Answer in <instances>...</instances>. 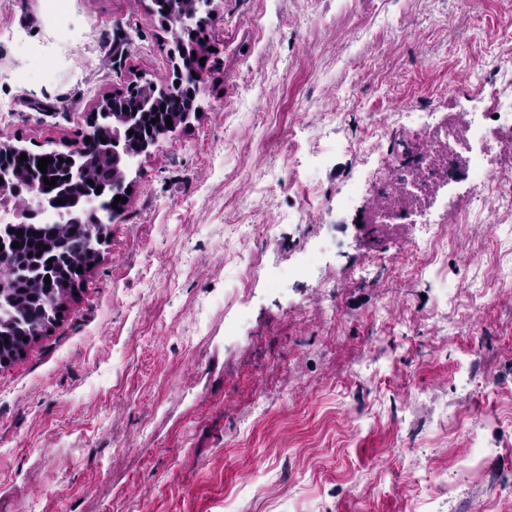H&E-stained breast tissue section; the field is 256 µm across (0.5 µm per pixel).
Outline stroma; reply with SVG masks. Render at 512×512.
Segmentation results:
<instances>
[{
	"label": "stroma",
	"mask_w": 512,
	"mask_h": 512,
	"mask_svg": "<svg viewBox=\"0 0 512 512\" xmlns=\"http://www.w3.org/2000/svg\"><path fill=\"white\" fill-rule=\"evenodd\" d=\"M54 5L0 0V143L33 154L174 80L189 40L152 0ZM196 40L194 113L0 364V512H512V210L446 225L441 282L414 225L336 212L377 122L512 60V0H213Z\"/></svg>",
	"instance_id": "35a3bbf8"
}]
</instances>
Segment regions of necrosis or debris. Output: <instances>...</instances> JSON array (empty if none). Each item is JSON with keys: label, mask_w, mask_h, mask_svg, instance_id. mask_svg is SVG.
Segmentation results:
<instances>
[{"label": "necrosis or debris", "mask_w": 512, "mask_h": 512, "mask_svg": "<svg viewBox=\"0 0 512 512\" xmlns=\"http://www.w3.org/2000/svg\"><path fill=\"white\" fill-rule=\"evenodd\" d=\"M481 111L448 113L436 123L418 118L403 127L395 148L380 151L376 140L359 143L375 157L368 179L376 189L367 215L372 224H414L415 251L438 259L448 249L442 223H493L489 202L512 208V75L484 83ZM466 185L467 200L437 219L428 202L442 190Z\"/></svg>", "instance_id": "necrosis-or-debris-1"}]
</instances>
